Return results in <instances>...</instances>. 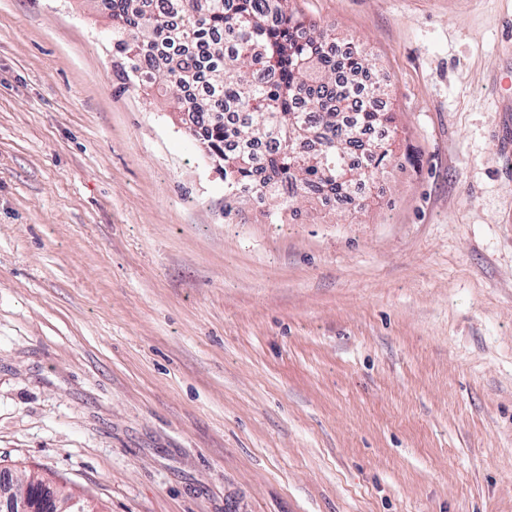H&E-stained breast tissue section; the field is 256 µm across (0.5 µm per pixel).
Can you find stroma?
Returning <instances> with one entry per match:
<instances>
[{"instance_id":"obj_1","label":"stroma","mask_w":512,"mask_h":512,"mask_svg":"<svg viewBox=\"0 0 512 512\" xmlns=\"http://www.w3.org/2000/svg\"><path fill=\"white\" fill-rule=\"evenodd\" d=\"M369 55L360 203L224 213L91 0H0V470L99 512H512V0H289Z\"/></svg>"}]
</instances>
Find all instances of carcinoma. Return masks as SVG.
<instances>
[{"mask_svg": "<svg viewBox=\"0 0 512 512\" xmlns=\"http://www.w3.org/2000/svg\"><path fill=\"white\" fill-rule=\"evenodd\" d=\"M95 2L126 74L152 84L156 53L171 45L161 79L177 103L197 82L191 130L224 176L226 213L271 198L291 207L306 194L349 203L387 165L389 144L370 145L360 128L392 117L373 99L355 109L339 95V80L365 70L368 54L353 45L331 58V30L296 16L288 0H278L274 21L267 0H234L231 9L228 0H157L151 13L135 0Z\"/></svg>", "mask_w": 512, "mask_h": 512, "instance_id": "cac0c4a2", "label": "carcinoma"}]
</instances>
